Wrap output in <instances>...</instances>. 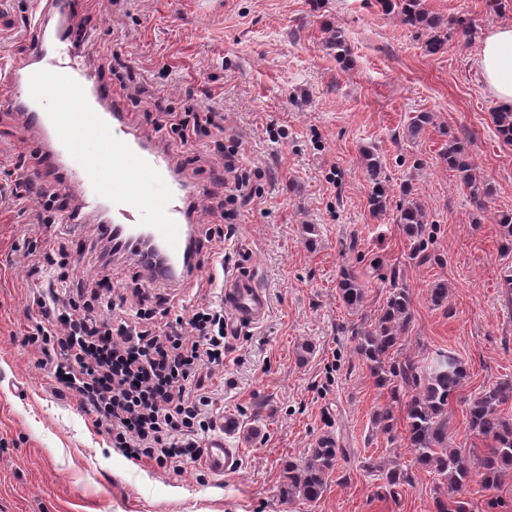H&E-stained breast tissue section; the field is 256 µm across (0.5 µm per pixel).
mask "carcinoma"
Masks as SVG:
<instances>
[{"mask_svg":"<svg viewBox=\"0 0 512 512\" xmlns=\"http://www.w3.org/2000/svg\"><path fill=\"white\" fill-rule=\"evenodd\" d=\"M382 11L396 17L407 27L428 31L423 46L428 54L445 49L447 25L470 42L478 29L472 18L458 15L447 24L440 16L429 14L422 0H377ZM329 45L336 57L345 59L348 45L344 32L331 30ZM497 134L512 143V107H499L492 114ZM431 123V115L420 112L407 126V136L416 138ZM365 173L369 183V203L376 214L386 212L393 193L385 165L372 151H363ZM448 170L456 173L460 184L468 190L473 205L481 210L493 195L492 186L481 179L470 160L469 142L452 138L440 154ZM402 200L396 207L395 223L402 226L410 243V256L418 258L427 249V214L420 203L411 199L412 186L400 187ZM343 305L350 311L362 307L365 288L354 272L345 271L337 285ZM412 319V297L398 271L389 277L386 301L373 318L362 317L351 328L354 353L367 368L376 385L387 391L390 402L373 412L372 421L386 441L395 443L397 418L393 403H400L406 422L407 447L412 458L400 457L387 465L380 457L365 456L359 469L368 476L383 480L384 488L395 494L414 481L417 469L425 470L435 488L436 512H474L465 490L475 480L487 488L498 485L504 472L512 470V419L503 415L501 407L512 400V378L485 387L466 400V420L470 432L487 442L482 454H469L460 448L448 447V406L467 377L462 360L448 352L437 351L419 359L402 354V334ZM340 448L331 434L322 435L299 461L288 462L286 481L281 493L294 500L316 502L323 496L328 479L339 464Z\"/></svg>","mask_w":512,"mask_h":512,"instance_id":"carcinoma-1","label":"carcinoma"}]
</instances>
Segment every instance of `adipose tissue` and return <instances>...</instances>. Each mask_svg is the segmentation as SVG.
<instances>
[{
    "mask_svg": "<svg viewBox=\"0 0 512 512\" xmlns=\"http://www.w3.org/2000/svg\"><path fill=\"white\" fill-rule=\"evenodd\" d=\"M477 57L486 89L502 104H512V23L493 26Z\"/></svg>",
    "mask_w": 512,
    "mask_h": 512,
    "instance_id": "obj_1",
    "label": "adipose tissue"
}]
</instances>
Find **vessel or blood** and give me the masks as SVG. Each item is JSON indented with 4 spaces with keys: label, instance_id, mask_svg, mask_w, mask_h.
<instances>
[{
    "label": "vessel or blood",
    "instance_id": "b4317fda",
    "mask_svg": "<svg viewBox=\"0 0 512 512\" xmlns=\"http://www.w3.org/2000/svg\"><path fill=\"white\" fill-rule=\"evenodd\" d=\"M77 0H47L45 15L55 18L54 36L40 45L33 62L0 72V88L23 107L41 135L40 155L45 162L69 174L84 190L86 208L108 203L112 217L99 225L108 237L148 233L166 258L165 264L147 263V279L172 288L188 287L198 272V228L189 191L175 172L171 148L158 139L143 138L132 112L111 82H91L87 70L66 60L69 21ZM51 111H43L45 99ZM89 142L93 154L75 155V145ZM149 184L165 185L158 197L145 193ZM221 296L228 315L224 332L235 338L241 325L263 322L269 313L265 291L249 278L225 279ZM239 452L223 438L212 439L205 451L207 467L221 475L235 470Z\"/></svg>",
    "mask_w": 512,
    "mask_h": 512
}]
</instances>
